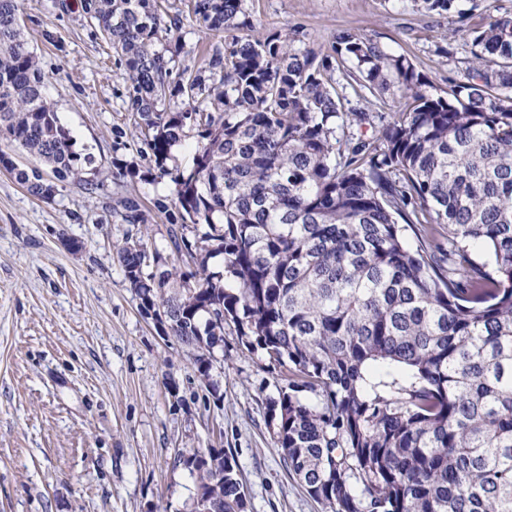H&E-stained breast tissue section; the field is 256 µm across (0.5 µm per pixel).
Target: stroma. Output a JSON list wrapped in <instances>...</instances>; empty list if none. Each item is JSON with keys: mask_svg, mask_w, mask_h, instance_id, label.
<instances>
[{"mask_svg": "<svg viewBox=\"0 0 512 512\" xmlns=\"http://www.w3.org/2000/svg\"><path fill=\"white\" fill-rule=\"evenodd\" d=\"M163 3L182 25L156 48L173 56L174 74L193 71L218 38L196 20L192 0ZM457 4L444 16L416 0L245 7L257 32L288 31L298 50L330 54L336 33L354 30L447 90L471 57L454 29L491 13L512 17V0ZM20 23L47 99L92 161L82 182L59 184L45 201L0 170V512H186L194 479L176 459L193 448L232 454L246 512H325L274 444L268 404L281 377L262 353L225 331L224 353L202 384L194 351L165 340L138 310L113 252L126 227L103 204L118 191L147 204L176 188L151 175L154 163L128 128V75L113 49L57 0H21Z\"/></svg>", "mask_w": 512, "mask_h": 512, "instance_id": "1", "label": "stroma"}]
</instances>
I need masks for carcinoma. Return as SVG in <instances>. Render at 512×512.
Returning <instances> with one entry per match:
<instances>
[{
    "label": "carcinoma",
    "mask_w": 512,
    "mask_h": 512,
    "mask_svg": "<svg viewBox=\"0 0 512 512\" xmlns=\"http://www.w3.org/2000/svg\"><path fill=\"white\" fill-rule=\"evenodd\" d=\"M244 2L193 0V13L210 32L249 30ZM420 2L455 11V0ZM74 5L124 65L129 121L176 185L153 207L189 271L145 241L136 197L104 206L129 225L116 258L141 312L197 350L205 383L226 326L287 370L269 404L275 444L326 512H512V17L470 31L471 60L438 93L406 58L347 29L326 56L293 49L286 32L226 37L175 81L155 45L180 19L161 0L61 8ZM19 8L0 0V141L80 182L81 154L44 95ZM338 64L358 101L393 87L403 107H345ZM168 97L188 108H158ZM367 126L371 136L356 133ZM191 132V166L168 168ZM0 169L34 197L55 193L2 149ZM177 462L195 479L190 512L245 507L224 449Z\"/></svg>",
    "instance_id": "1"
}]
</instances>
